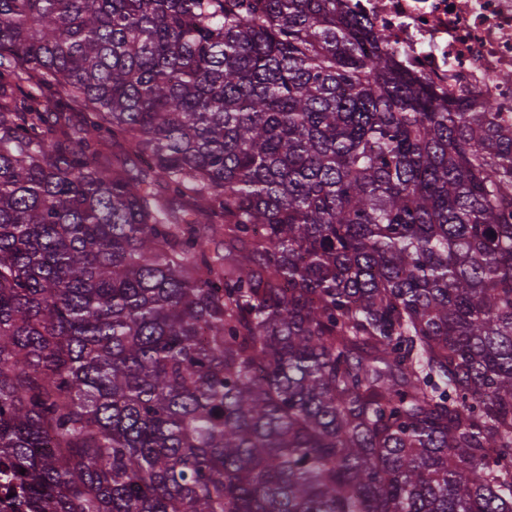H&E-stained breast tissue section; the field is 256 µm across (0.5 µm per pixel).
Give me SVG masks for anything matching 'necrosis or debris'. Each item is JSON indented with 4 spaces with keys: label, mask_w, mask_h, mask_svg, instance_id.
I'll list each match as a JSON object with an SVG mask.
<instances>
[{
    "label": "necrosis or debris",
    "mask_w": 512,
    "mask_h": 512,
    "mask_svg": "<svg viewBox=\"0 0 512 512\" xmlns=\"http://www.w3.org/2000/svg\"><path fill=\"white\" fill-rule=\"evenodd\" d=\"M403 66L437 90L512 120V0H349Z\"/></svg>",
    "instance_id": "4bbe7bcc"
}]
</instances>
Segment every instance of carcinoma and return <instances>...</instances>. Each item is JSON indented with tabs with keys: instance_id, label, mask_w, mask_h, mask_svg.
I'll use <instances>...</instances> for the list:
<instances>
[{
	"instance_id": "obj_1",
	"label": "carcinoma",
	"mask_w": 512,
	"mask_h": 512,
	"mask_svg": "<svg viewBox=\"0 0 512 512\" xmlns=\"http://www.w3.org/2000/svg\"><path fill=\"white\" fill-rule=\"evenodd\" d=\"M0 512H512V126L345 0H0Z\"/></svg>"
}]
</instances>
